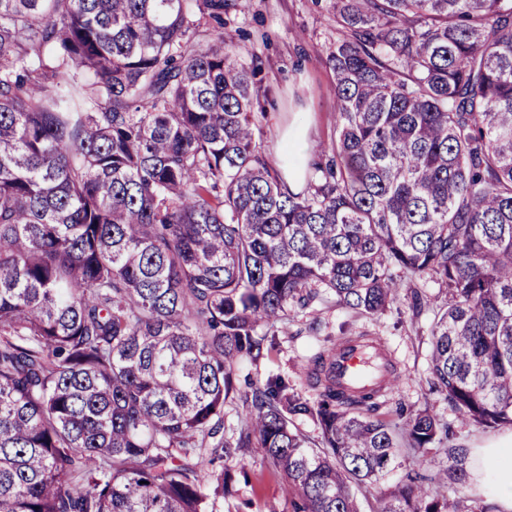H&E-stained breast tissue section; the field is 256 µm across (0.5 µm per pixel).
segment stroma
I'll list each match as a JSON object with an SVG mask.
<instances>
[{
  "mask_svg": "<svg viewBox=\"0 0 512 512\" xmlns=\"http://www.w3.org/2000/svg\"><path fill=\"white\" fill-rule=\"evenodd\" d=\"M227 26L243 31L236 51L243 60H256L257 80L266 94L265 112L258 117L259 145L269 164H276V149L283 131L307 129L302 144L310 151L327 145L336 136L335 74L327 61L336 27L323 0H249L245 11L226 15ZM428 308L412 319L406 300L394 302L378 315L357 314L333 299L316 302L306 312L283 317L274 327L277 346L256 363L237 368L239 396L224 406L226 432H233L246 411L243 394L272 375L287 377L295 391L308 398L304 369L318 352L360 335L381 342L392 354L396 382L382 393L380 417L390 426L404 428L420 410H429L447 424L426 448H401L391 470L374 484L356 488L359 512H378L384 494L394 490L410 472L423 476L417 486L420 497L442 493L434 477L448 466L446 448L472 449L503 435V428H484L460 415L443 393L432 388L429 370L432 309L438 303L436 288H425ZM240 466L229 493L216 502V512H294L293 497L285 491L282 474L259 449L238 453Z\"/></svg>",
  "mask_w": 512,
  "mask_h": 512,
  "instance_id": "35a3bbf8",
  "label": "stroma"
}]
</instances>
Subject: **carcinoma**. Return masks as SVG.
<instances>
[{
  "label": "carcinoma",
  "mask_w": 512,
  "mask_h": 512,
  "mask_svg": "<svg viewBox=\"0 0 512 512\" xmlns=\"http://www.w3.org/2000/svg\"><path fill=\"white\" fill-rule=\"evenodd\" d=\"M328 2L336 139L292 158L294 192L257 150L258 66L224 22L248 0H0V512H213L248 448L298 512H358L352 487L401 444L325 353L315 399L272 375L224 435L263 328L325 293L416 320L438 288L435 387L512 427V0ZM439 431L422 410L404 438ZM465 456L438 481L463 485ZM416 480L380 512H497Z\"/></svg>",
  "instance_id": "obj_1"
}]
</instances>
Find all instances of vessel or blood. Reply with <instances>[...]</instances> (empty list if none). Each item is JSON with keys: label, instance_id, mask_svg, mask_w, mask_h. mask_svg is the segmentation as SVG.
Listing matches in <instances>:
<instances>
[{"label": "vessel or blood", "instance_id": "1", "mask_svg": "<svg viewBox=\"0 0 512 512\" xmlns=\"http://www.w3.org/2000/svg\"><path fill=\"white\" fill-rule=\"evenodd\" d=\"M391 357L380 348H367L357 338L346 339L329 352L331 373L340 390L346 392L370 391L383 382H390L394 374Z\"/></svg>", "mask_w": 512, "mask_h": 512}]
</instances>
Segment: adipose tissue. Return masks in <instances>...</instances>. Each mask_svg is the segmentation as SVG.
Listing matches in <instances>:
<instances>
[{
	"label": "adipose tissue",
	"mask_w": 512,
	"mask_h": 512,
	"mask_svg": "<svg viewBox=\"0 0 512 512\" xmlns=\"http://www.w3.org/2000/svg\"><path fill=\"white\" fill-rule=\"evenodd\" d=\"M471 475L480 494L493 500L500 512H512V436L472 449Z\"/></svg>",
	"instance_id": "1"
}]
</instances>
